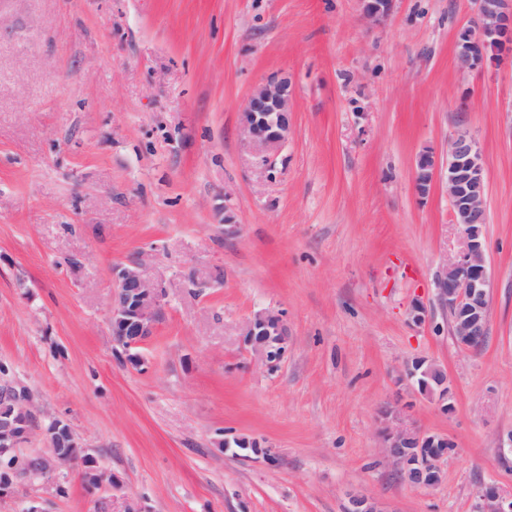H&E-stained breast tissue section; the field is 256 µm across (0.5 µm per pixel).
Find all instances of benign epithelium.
<instances>
[{"instance_id":"obj_1","label":"benign epithelium","mask_w":512,"mask_h":512,"mask_svg":"<svg viewBox=\"0 0 512 512\" xmlns=\"http://www.w3.org/2000/svg\"><path fill=\"white\" fill-rule=\"evenodd\" d=\"M361 14L370 22H380L392 12L395 0H359ZM495 46L496 59L512 58V8L505 0H474L469 24L457 37L456 64L461 73L487 62L485 48ZM293 91L285 75H273L250 92L239 115L240 136L249 145L274 150L288 141L294 121ZM416 167L430 171L429 184L415 185L418 195L429 193L436 179V160L427 153ZM448 199L454 223L463 231V248L452 258H443L434 278L436 300L453 314L451 333L456 344L475 351L488 327L491 282L486 258L487 182L481 153L475 140L457 131L448 138ZM163 313L159 286L147 279L132 262L116 275L112 294L110 326L114 343L123 345L124 361L139 368L144 359L141 346L153 335ZM243 336L251 351L267 370L278 367L288 353V326L281 314L259 312L244 325ZM0 395L20 404L14 416L0 419V447L20 448L31 438V428L41 424L50 447L48 455L32 454L17 468L18 480H35L62 467L77 438L62 421L40 423V409L27 387L14 379ZM382 447L400 477L410 485L434 487L442 480L443 461L453 454L456 443L440 434L429 433L407 421L401 410L390 406L380 415ZM479 512H512V492L494 483L478 486ZM344 512H383L377 501L361 492L345 494Z\"/></svg>"}]
</instances>
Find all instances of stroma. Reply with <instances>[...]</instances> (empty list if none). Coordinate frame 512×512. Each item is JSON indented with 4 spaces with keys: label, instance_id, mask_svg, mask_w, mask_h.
<instances>
[{
    "label": "stroma",
    "instance_id": "1",
    "mask_svg": "<svg viewBox=\"0 0 512 512\" xmlns=\"http://www.w3.org/2000/svg\"><path fill=\"white\" fill-rule=\"evenodd\" d=\"M472 15V0H396L380 23L358 0H0V363L111 478L63 467L0 512H344L349 489L384 512H476L479 483L512 489V59L457 70ZM280 72L295 127L268 173L238 121ZM456 130L488 187L476 353L433 297L462 243ZM425 149L439 172L422 198ZM132 260L164 290L138 369L110 329ZM267 309L292 334L272 371L243 337ZM417 358L447 370L453 412L403 380ZM397 399L457 444L438 486L407 485L385 455Z\"/></svg>",
    "mask_w": 512,
    "mask_h": 512
}]
</instances>
